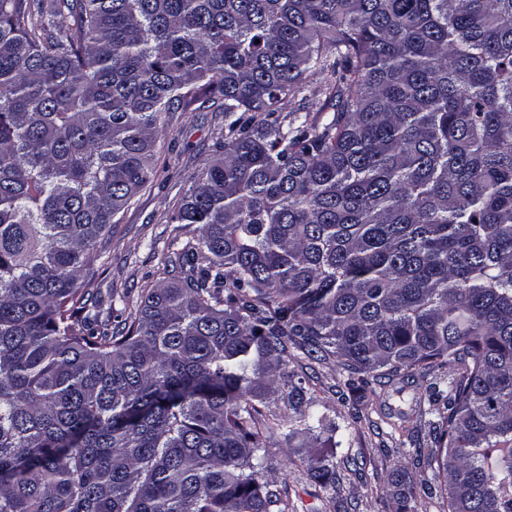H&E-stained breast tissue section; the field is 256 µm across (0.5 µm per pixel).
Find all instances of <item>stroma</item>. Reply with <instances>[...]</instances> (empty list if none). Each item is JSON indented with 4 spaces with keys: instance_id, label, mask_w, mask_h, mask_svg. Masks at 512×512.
I'll use <instances>...</instances> for the list:
<instances>
[{
    "instance_id": "stroma-1",
    "label": "stroma",
    "mask_w": 512,
    "mask_h": 512,
    "mask_svg": "<svg viewBox=\"0 0 512 512\" xmlns=\"http://www.w3.org/2000/svg\"><path fill=\"white\" fill-rule=\"evenodd\" d=\"M223 138L219 103L166 116L156 143L155 174L112 227L95 281L102 310L116 315L134 310L144 292L164 279L174 258L175 230L169 217ZM288 369L316 399L320 411L351 432L341 445L321 443L323 454L336 467L344 512H448L440 493L425 494L421 486L432 474L425 458L431 447L428 403L423 399L427 379L394 377L353 388L350 373L335 359L316 361L296 350L288 357ZM267 449L261 479L270 489L288 495L296 512H334L326 491L306 475L300 440L288 442L274 433L267 439ZM400 466L414 488L411 498L397 503L384 488Z\"/></svg>"
}]
</instances>
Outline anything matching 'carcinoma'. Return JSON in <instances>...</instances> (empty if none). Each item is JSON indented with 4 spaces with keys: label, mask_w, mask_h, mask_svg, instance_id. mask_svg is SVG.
I'll return each mask as SVG.
<instances>
[{
    "label": "carcinoma",
    "mask_w": 512,
    "mask_h": 512,
    "mask_svg": "<svg viewBox=\"0 0 512 512\" xmlns=\"http://www.w3.org/2000/svg\"><path fill=\"white\" fill-rule=\"evenodd\" d=\"M0 0V512H288L247 395L340 497L290 350L424 372L448 512H512V0ZM326 103L289 108L308 78ZM224 100L181 275L90 290L162 117ZM286 116H281V113ZM451 371L448 388L442 374ZM277 389L278 392L264 399L259 400L252 399L250 396L248 397V403L259 410L260 416L258 417L261 419L262 424L264 421L269 422V420L275 418V416L282 415L288 411V389L283 388L282 385Z\"/></svg>",
    "instance_id": "1"
}]
</instances>
